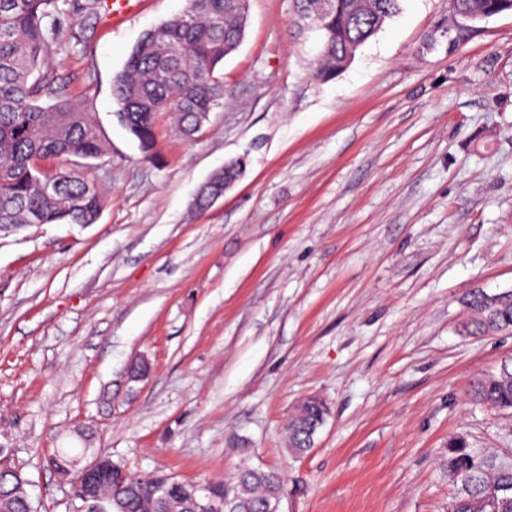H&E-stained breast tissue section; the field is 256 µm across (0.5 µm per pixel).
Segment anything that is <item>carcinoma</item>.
<instances>
[{
    "mask_svg": "<svg viewBox=\"0 0 512 512\" xmlns=\"http://www.w3.org/2000/svg\"><path fill=\"white\" fill-rule=\"evenodd\" d=\"M401 0H338L325 16L301 0L305 17L322 31L323 45L314 79L327 82L350 55L400 10ZM456 9L478 20L512 12V0H455ZM105 0H0V224H94L106 198L83 161L105 155L93 103L72 95L47 65L62 39L86 46ZM235 0H186V6L146 31L112 80L119 117L142 147L154 145L157 114L170 112L180 131L195 134L197 113L223 105L224 46L240 42ZM240 167L225 165L198 188L190 207L207 201L224 179L236 180ZM467 306V335L512 332V291L489 294L475 288ZM471 398L483 405L512 409V358L497 372L476 380ZM329 416L327 403L308 397L296 406L287 427V451L304 455ZM81 454L60 448L50 465L65 479L80 468ZM448 475L459 486L448 512H512V462H498L460 442L448 447ZM179 480L162 471L139 473L122 486L102 484L112 512H200L180 496ZM20 473L0 467V512H35ZM209 496L223 512H276L282 475L247 468L231 482H210Z\"/></svg>",
    "mask_w": 512,
    "mask_h": 512,
    "instance_id": "obj_1",
    "label": "carcinoma"
}]
</instances>
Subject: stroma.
<instances>
[{"label":"stroma","mask_w":512,"mask_h":512,"mask_svg":"<svg viewBox=\"0 0 512 512\" xmlns=\"http://www.w3.org/2000/svg\"><path fill=\"white\" fill-rule=\"evenodd\" d=\"M184 6L139 0L87 53H51L94 99L106 202L94 224L0 231V464L40 512L86 510L59 448L186 483L277 470L280 512H448L450 444L512 461V412L467 392L512 335L459 331L470 290H512V12L459 34L448 0H402L321 82L298 0H249L223 106L191 139L160 114L147 151L112 77ZM234 159L240 180L194 212ZM309 396L330 414L295 458ZM223 183L224 167L214 172L207 181L200 185L190 203V207L198 212L208 210L210 207L207 205V201L210 198V194L216 190L217 184L223 185ZM329 416L327 403L308 397L296 406L287 427V448L292 456L304 455L314 444V436ZM82 453L75 454L71 448H60L50 457L49 463L58 474L68 480L74 477L81 467L79 458Z\"/></svg>","instance_id":"obj_1"}]
</instances>
